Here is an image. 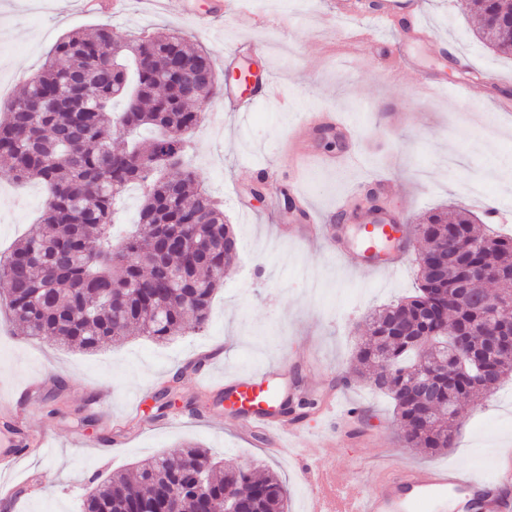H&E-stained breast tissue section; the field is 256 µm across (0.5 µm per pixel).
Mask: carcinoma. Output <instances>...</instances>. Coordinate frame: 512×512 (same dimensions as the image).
<instances>
[{
    "mask_svg": "<svg viewBox=\"0 0 512 512\" xmlns=\"http://www.w3.org/2000/svg\"><path fill=\"white\" fill-rule=\"evenodd\" d=\"M467 8L481 20L489 11L499 14V25L482 28V35L497 51L512 54V0H467ZM208 60L207 52L175 32L159 29L122 42L114 39L110 24L101 23L59 39L42 68L8 103L0 120V160L14 181L37 179L49 191L40 223L0 255L5 307L16 335L94 352L124 340L132 325L166 343L189 324L199 330L207 324L224 268L236 258L224 210L184 167L191 136L203 120L200 106L221 92L222 83L214 72L190 95L181 68ZM133 185L142 195L138 229L118 246L112 236L115 205ZM426 224L427 251L442 249L451 230L472 244L459 254V270L483 264L506 273L496 281L500 292L489 294L479 284L459 287L458 278L442 276L432 265L421 268L415 292L372 314L370 336L356 349V371H366L393 401L407 446L434 454L452 447L461 403L512 377V362L499 363L490 376L481 375L477 363L486 358L485 309L477 297L494 301L512 290V236L481 234L467 212L451 221L432 212ZM185 225L195 231L187 247L216 248L209 263L191 252L158 254L157 240L182 233ZM162 264L175 279L173 295L158 313L153 298L160 293ZM429 298L448 320L446 337L437 335L438 325L422 314ZM463 325L469 327L476 362L457 374L448 357L442 358L435 404L425 418L408 388L417 359L412 339L432 338L436 350L444 351ZM180 376L174 374L156 393V417L164 416ZM200 474L216 500L245 486L254 494L250 512H287V491L275 475L239 471L199 446L143 460L131 475L113 474L89 493L81 512H159L158 489L164 485L178 512H195Z\"/></svg>",
    "mask_w": 512,
    "mask_h": 512,
    "instance_id": "1",
    "label": "carcinoma"
}]
</instances>
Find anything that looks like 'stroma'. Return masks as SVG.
I'll list each match as a JSON object with an SVG mask.
<instances>
[{
  "label": "stroma",
  "instance_id": "1",
  "mask_svg": "<svg viewBox=\"0 0 512 512\" xmlns=\"http://www.w3.org/2000/svg\"><path fill=\"white\" fill-rule=\"evenodd\" d=\"M250 22L233 16L207 26L185 17L181 0H128L113 16L115 38L127 40L159 28L174 30L209 50L216 71L224 69L226 45L250 39L263 46L256 61L283 88L285 99L258 102L247 116L224 111L222 98L207 105L195 129L186 165L200 186L213 191L238 240L237 258L215 294L202 330H186L160 344L143 336L86 353L61 347L53 339L13 335L0 313V377L22 386L43 376L48 387L64 382L50 413L40 401L31 418L54 446L51 459L26 461L40 473L44 490L8 512H79L94 486L112 473L132 468L155 454H174L196 444L221 458L275 471L288 487L289 512H305L304 466L340 469L372 486L387 466H449L493 474L499 448L512 446V379L487 397L485 409L464 406L454 448L425 456L407 447L389 399L353 377L352 357L366 336V322L379 306L414 293L418 264L408 255L399 271L360 281L353 259L339 260L323 244L282 234L292 222L284 205L291 177L310 203L330 212L353 185L387 175L386 207L405 211L410 230L432 211L467 210L482 216L484 201L506 211L512 226V180L492 174L484 155L493 144L501 163H512V115L492 120L480 104L487 97L512 98V56L494 51L477 32L478 19L460 0H424V20L439 38L453 42L479 71L499 75V85L474 82L470 94L456 90L466 75L446 55L419 50L426 67L443 83L424 85L410 72L392 76L378 49L356 47L350 68L336 64L348 27L324 26L327 0H247ZM82 9V0H0V109L26 79L39 70L63 34L101 23ZM339 112L357 125L358 163L343 170L306 159L299 174L287 160L289 128L312 106ZM42 184L15 183L0 163V252L9 249L37 222L46 200ZM209 358L211 375L245 373L268 362H283L284 380L305 393L319 394L328 379L309 373V357L349 380L348 402L365 406L364 415L317 425L309 415L305 463L248 443L238 420L222 406L198 415L188 402L199 395L198 377L185 370L189 359ZM179 375L176 403L164 418L153 419L159 377ZM109 394L104 407L87 410L90 393ZM142 395L137 419H130L128 395ZM127 416L124 433L111 447L88 446L111 418Z\"/></svg>",
  "mask_w": 512,
  "mask_h": 512
}]
</instances>
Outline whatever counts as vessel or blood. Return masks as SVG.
I'll use <instances>...</instances> for the list:
<instances>
[{
	"label": "vessel or blood",
	"instance_id": "vessel-or-blood-1",
	"mask_svg": "<svg viewBox=\"0 0 512 512\" xmlns=\"http://www.w3.org/2000/svg\"><path fill=\"white\" fill-rule=\"evenodd\" d=\"M421 4L422 0H331V15L370 30L378 25L396 26L398 45L387 56L392 71L412 70L432 85L436 79L424 72L416 46L417 40L426 38L428 33ZM259 50V45L249 40L226 49L225 111L244 113L255 100L278 94L279 87L270 74L248 77L243 84L236 79L237 73L245 71ZM322 128L329 129L346 145L338 164H354L359 156L354 148V126L334 112L310 113L306 131ZM298 213L309 238L331 240L342 255L356 253V270L365 277L395 271L401 257L412 246L403 215L389 209L363 216L340 206L331 217L318 213L304 199ZM281 373L282 366L276 363L242 377L225 378L221 383L204 376L199 380V388L206 393L222 391L248 404L249 409L242 416L244 428L250 435H265L267 446L279 449L283 447L284 437H295L305 429L303 420L271 411L283 395L275 383ZM8 436L9 448L0 450L1 476L11 475L25 456L50 454L48 440L35 429L23 426L9 431ZM498 456L496 471L491 476L444 466H402L383 470L370 489L341 471L317 469L309 474L306 512H448L449 498L459 493L465 495L470 512H512V448L500 449Z\"/></svg>",
	"mask_w": 512,
	"mask_h": 512
}]
</instances>
